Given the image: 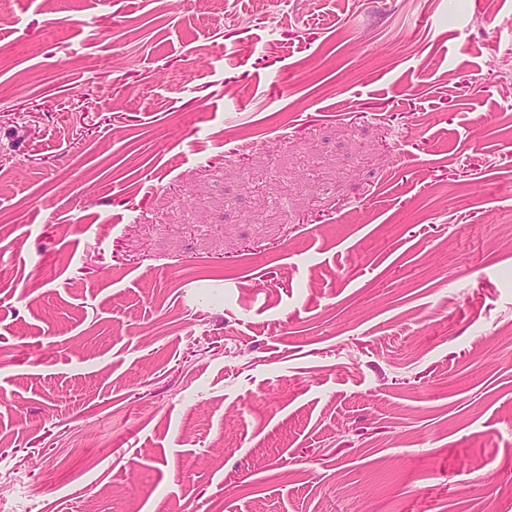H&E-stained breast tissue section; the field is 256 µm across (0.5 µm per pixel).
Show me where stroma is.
I'll use <instances>...</instances> for the list:
<instances>
[{"label":"stroma","instance_id":"1","mask_svg":"<svg viewBox=\"0 0 512 512\" xmlns=\"http://www.w3.org/2000/svg\"><path fill=\"white\" fill-rule=\"evenodd\" d=\"M492 482L512 0L0 8L5 512H512Z\"/></svg>","mask_w":512,"mask_h":512}]
</instances>
